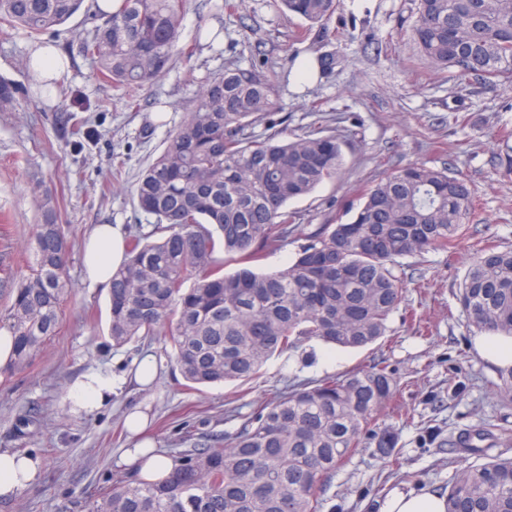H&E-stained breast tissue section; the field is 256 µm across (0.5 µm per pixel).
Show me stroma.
Returning a JSON list of instances; mask_svg holds the SVG:
<instances>
[{
  "mask_svg": "<svg viewBox=\"0 0 512 512\" xmlns=\"http://www.w3.org/2000/svg\"><path fill=\"white\" fill-rule=\"evenodd\" d=\"M219 0H187L182 44L191 58L136 91L99 81L79 49L94 26L93 0L54 31L22 29L0 36V77L19 89L20 109L0 113V228L11 259L0 270V327L7 325L11 272L24 268L38 210L28 190L40 179L57 200L59 222L72 243L67 263L71 291L59 332L24 372L0 376V448L38 456L41 470L0 512H86L91 497L129 476L134 445L124 425L136 410L146 434L172 456L192 443L233 434L247 417L298 383L314 384L384 362L398 381L392 402L378 413L396 436L391 453L354 454L328 479L321 512H379L393 489L445 492L454 471L478 461L464 451L462 433L486 424L512 429V403L497 397L500 368L480 354L456 294L473 260L468 241L454 254L431 251L396 267L408 283L414 319L393 315L386 336L360 349H331L318 340L270 359L259 377L191 390L174 367L171 349L156 336L121 348L107 331V291L90 287L82 273V244L98 224L126 233L149 232L153 217L137 207L135 185L159 155L169 132L192 109L200 88L225 68L263 63L280 76L274 113L285 137L310 129L317 113L345 135L339 180L289 202L301 218L287 244L267 251L263 271L283 268L307 234L357 201L373 180L414 162L461 175L480 206L468 224L470 239L512 247V90L474 83L458 87L448 73L419 55L411 29L415 0H338L328 31L280 11L274 0H243L220 9ZM55 43L70 66L46 95L29 65L31 47ZM335 55L333 71L298 83L295 65ZM468 113L463 128L448 124L453 111ZM84 120L81 140L69 135ZM157 361L152 386L140 388L131 372L145 355ZM100 373L117 386L92 410L74 408L69 394L83 375ZM456 388H449V378Z\"/></svg>",
  "mask_w": 512,
  "mask_h": 512,
  "instance_id": "stroma-1",
  "label": "stroma"
}]
</instances>
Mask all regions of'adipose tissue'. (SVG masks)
Returning a JSON list of instances; mask_svg holds the SVG:
<instances>
[{"label":"adipose tissue","mask_w":512,"mask_h":512,"mask_svg":"<svg viewBox=\"0 0 512 512\" xmlns=\"http://www.w3.org/2000/svg\"><path fill=\"white\" fill-rule=\"evenodd\" d=\"M82 253L86 281L93 286L109 287L113 269L126 259L121 225H96L85 239ZM40 467L41 461L35 455L0 449V500H13L36 479ZM380 512H446V497L430 490L395 492L383 501Z\"/></svg>","instance_id":"ef3b65f1"}]
</instances>
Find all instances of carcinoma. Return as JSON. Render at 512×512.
<instances>
[{
	"label": "carcinoma",
	"mask_w": 512,
	"mask_h": 512,
	"mask_svg": "<svg viewBox=\"0 0 512 512\" xmlns=\"http://www.w3.org/2000/svg\"><path fill=\"white\" fill-rule=\"evenodd\" d=\"M82 3L0 0V33L53 30ZM279 4L325 31L336 12V0ZM184 7L185 0H119L99 13L104 21L80 50L98 79L141 87L175 56L192 54L180 42ZM417 15L419 52L455 85L512 89V0H418ZM278 85L279 75L254 64L211 78L135 188L138 208L155 223L127 241V259L112 273L109 337L120 348L165 336L193 385L249 381L306 339L346 348L375 342L404 300L406 284L394 274L399 260L453 252L478 206L466 179L413 163L383 175L343 214L318 225L284 269L255 271L299 220L287 204L343 170V141L326 129L281 139L271 118ZM18 107V88L0 78V112ZM32 192L41 221L31 260L12 275L14 347L3 373L27 369L58 333L69 287L70 242L55 200L38 182ZM474 249L459 303L470 325L512 337V248ZM221 254L240 267L224 273ZM395 386L381 362L298 385L262 405L224 446L172 456L163 481L121 479L89 500L88 512H320L317 492L352 453L393 446L394 435L377 430L376 416ZM446 512H512V457L457 469Z\"/></svg>",
	"instance_id": "carcinoma-1"
}]
</instances>
